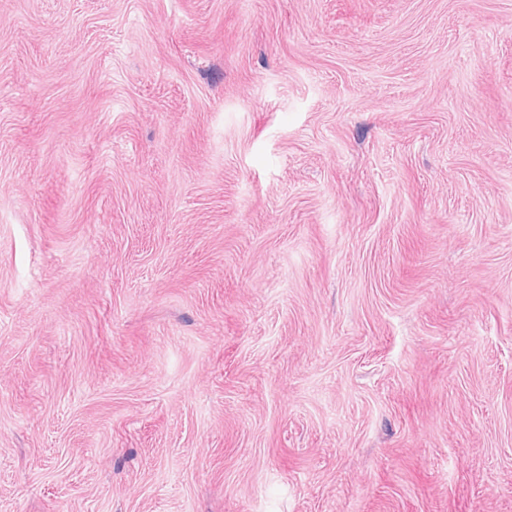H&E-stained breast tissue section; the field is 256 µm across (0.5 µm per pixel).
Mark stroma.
<instances>
[{
    "instance_id": "stroma-1",
    "label": "stroma",
    "mask_w": 512,
    "mask_h": 512,
    "mask_svg": "<svg viewBox=\"0 0 512 512\" xmlns=\"http://www.w3.org/2000/svg\"><path fill=\"white\" fill-rule=\"evenodd\" d=\"M0 512H512V0H0Z\"/></svg>"
}]
</instances>
